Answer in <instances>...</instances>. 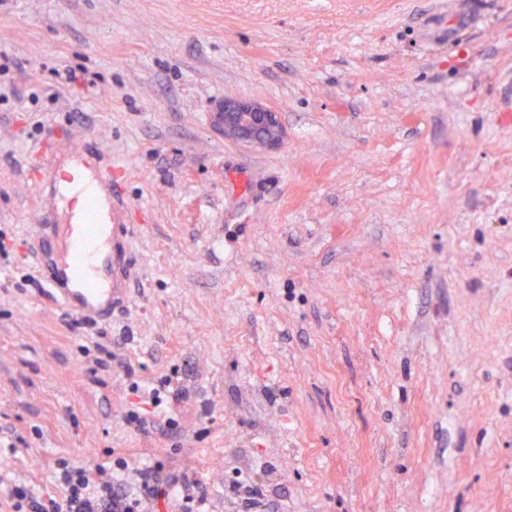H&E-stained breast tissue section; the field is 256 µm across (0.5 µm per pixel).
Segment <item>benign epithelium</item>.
Returning <instances> with one entry per match:
<instances>
[{
    "label": "benign epithelium",
    "mask_w": 512,
    "mask_h": 512,
    "mask_svg": "<svg viewBox=\"0 0 512 512\" xmlns=\"http://www.w3.org/2000/svg\"><path fill=\"white\" fill-rule=\"evenodd\" d=\"M212 121L225 137L239 143L276 147L283 140L279 113L254 102L227 96L212 113Z\"/></svg>",
    "instance_id": "7a95c632"
}]
</instances>
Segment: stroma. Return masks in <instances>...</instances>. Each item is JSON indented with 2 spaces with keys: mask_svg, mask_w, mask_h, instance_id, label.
Returning a JSON list of instances; mask_svg holds the SVG:
<instances>
[{
  "mask_svg": "<svg viewBox=\"0 0 512 512\" xmlns=\"http://www.w3.org/2000/svg\"><path fill=\"white\" fill-rule=\"evenodd\" d=\"M4 56L0 512L60 457L162 462L193 512H512V0H0ZM227 96L281 145L226 139ZM82 141L140 272L72 329L22 228L70 223ZM119 338L133 377L89 381ZM172 376L173 432L126 424ZM212 121L224 132V137L239 143L276 147L283 140L279 113L258 103L224 97L217 111L212 113ZM82 357L85 359V363L93 364L88 370L94 376L97 374L98 368L106 369L107 367H112V359H115L112 350L100 343L94 346L93 354H91L89 348L82 349Z\"/></svg>",
  "mask_w": 512,
  "mask_h": 512,
  "instance_id": "1",
  "label": "stroma"
}]
</instances>
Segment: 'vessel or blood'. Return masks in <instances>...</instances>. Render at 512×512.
Here are the masks:
<instances>
[{
  "instance_id": "obj_1",
  "label": "vessel or blood",
  "mask_w": 512,
  "mask_h": 512,
  "mask_svg": "<svg viewBox=\"0 0 512 512\" xmlns=\"http://www.w3.org/2000/svg\"><path fill=\"white\" fill-rule=\"evenodd\" d=\"M82 229L76 241H58L44 224L35 225L30 236L43 272V298L94 324L126 302L135 268L134 227L86 223Z\"/></svg>"
}]
</instances>
